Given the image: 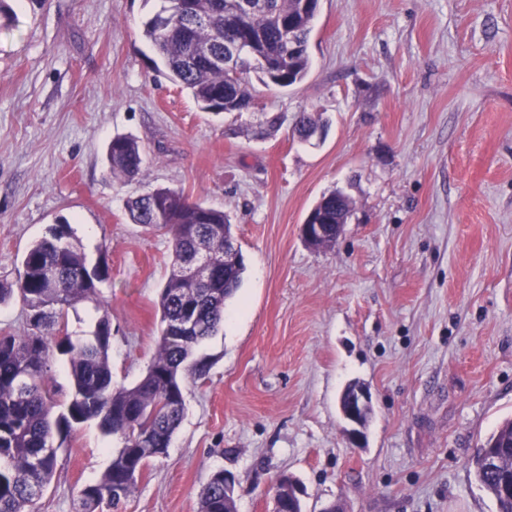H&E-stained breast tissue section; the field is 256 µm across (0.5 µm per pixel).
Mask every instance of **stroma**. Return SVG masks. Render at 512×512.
<instances>
[{"label":"stroma","mask_w":512,"mask_h":512,"mask_svg":"<svg viewBox=\"0 0 512 512\" xmlns=\"http://www.w3.org/2000/svg\"><path fill=\"white\" fill-rule=\"evenodd\" d=\"M158 7L0 0V280L68 221L89 264L107 257L129 387L157 350L171 243L131 224L127 197L170 187L224 211L246 265L195 349L206 379L183 371V419L122 512H199L219 470L237 512H272L281 473L303 512H496L472 457L512 418V0H319L305 79L254 83L248 110L219 115L156 80ZM302 111L324 138H293ZM118 134L145 152L126 184L106 160ZM334 190L352 201L344 233L310 247L300 227ZM355 380L373 403L358 444L338 405ZM119 448L79 426L38 512H76Z\"/></svg>","instance_id":"stroma-1"}]
</instances>
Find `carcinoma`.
Instances as JSON below:
<instances>
[{
	"label": "carcinoma",
	"instance_id": "1",
	"mask_svg": "<svg viewBox=\"0 0 512 512\" xmlns=\"http://www.w3.org/2000/svg\"><path fill=\"white\" fill-rule=\"evenodd\" d=\"M162 2L145 22L143 36L158 53L166 78L208 112L217 100L227 103L228 112L251 101L250 74L255 70L265 80L275 78L290 88L310 69L308 43L316 12L303 0H255L258 7L246 15L238 13L236 0H183V8L174 0ZM237 41L258 57L251 68L232 76L224 70V46ZM198 47L208 48L210 55L198 54ZM321 121L318 114L302 112L294 129L301 136ZM107 160L112 179L129 181L143 168V149L132 137L116 136ZM315 209L327 225L321 247H332L334 224L347 221L351 201L332 191ZM126 212L131 223L146 232L167 234L172 250L158 299L163 328L157 352L134 386L113 382L107 317L83 339L74 341L62 330L68 310L100 307L99 286L109 276L104 255L89 267L70 224L50 227L48 236L23 255L15 279L0 281V304L17 297L26 314L22 331L0 334V452L12 459V468L0 471V512H35L31 493L47 488L57 466L53 428L71 430L90 420L119 437L123 446L108 471L79 491V501L85 512L102 505L119 512L135 485L134 468H146L170 446L184 412L171 407L172 400L183 395L182 370L189 366L196 378L207 376L208 363L193 359L194 349L223 325L225 302L240 288L246 270L241 251L229 256L232 222L223 211L169 187L128 199ZM202 246L209 252L212 280L194 286L184 276V264ZM57 354L65 357L70 378L66 410L58 416L49 391ZM488 451L498 458L493 468L486 464ZM474 469L498 512H512V500L500 492L502 481L512 475L511 419L478 448ZM200 512H236L234 493L224 491V481H209L201 493Z\"/></svg>",
	"mask_w": 512,
	"mask_h": 512
}]
</instances>
